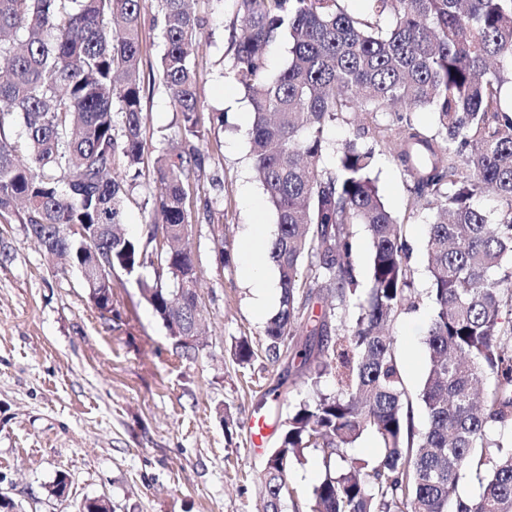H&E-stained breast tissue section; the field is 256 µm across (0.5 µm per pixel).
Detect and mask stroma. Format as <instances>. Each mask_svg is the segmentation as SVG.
<instances>
[{"instance_id":"35a3bbf8","label":"stroma","mask_w":512,"mask_h":512,"mask_svg":"<svg viewBox=\"0 0 512 512\" xmlns=\"http://www.w3.org/2000/svg\"><path fill=\"white\" fill-rule=\"evenodd\" d=\"M204 19L197 37L201 120L224 112L212 129L205 161L189 181L198 211L192 250L203 310L202 343L191 357L176 350L143 297L138 276L112 275V311L89 301L76 268L53 261L23 225L0 222V491L22 512H76L87 499L109 500L113 512H261V480L275 438L249 440V422L263 408L287 417L312 389L297 384L299 365L256 357L239 367L233 339L264 342L266 321L278 308L256 310L242 267L248 225L275 217L250 158V106L232 79V41L240 32L236 0H198ZM163 50L156 0H145L142 25L143 137L155 158L178 133L179 116L155 81ZM388 208L412 246L416 310L400 314L393 333L406 387L417 394L428 365L424 334L431 307L426 231L433 218L412 206L411 181L380 152L373 172ZM152 173L128 193L124 227L141 236L151 217ZM232 426H225V416ZM317 452L292 465L297 495L284 512L304 506L321 471ZM66 498L48 496L58 479Z\"/></svg>"}]
</instances>
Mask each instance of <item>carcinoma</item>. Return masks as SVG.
Returning a JSON list of instances; mask_svg holds the SVG:
<instances>
[{"label": "carcinoma", "instance_id": "obj_1", "mask_svg": "<svg viewBox=\"0 0 512 512\" xmlns=\"http://www.w3.org/2000/svg\"><path fill=\"white\" fill-rule=\"evenodd\" d=\"M143 2L0 0V219L25 225L44 253L65 254L77 269L90 252L108 253L111 270L87 285L104 315L111 271L156 266L155 280L139 285L177 341L198 335L201 317L184 187L209 134L191 57L201 24L189 0H158L156 76L181 114L179 142L155 160L144 235L128 237L126 178L141 175L145 151ZM236 2L243 35L232 76L251 107L250 152L277 224L266 254L281 294L264 352L275 363L295 349L315 388L281 425L263 512H283L295 497L288 465L310 448L324 472L306 512H512V445L488 435L512 427V104L501 94L512 83V0H366L362 16L344 0ZM282 40L288 61L272 71L268 52ZM424 109L433 133L414 120ZM379 112L393 114V126L375 123ZM343 115L353 116L352 136L329 169L327 130ZM17 123L22 146L9 136ZM378 146L411 178V205L436 207L422 430L389 333L418 302L404 225L373 177ZM489 191L501 204L495 224L473 204ZM71 224L86 225L87 238L70 235ZM358 224L372 246L365 289L353 258ZM159 233L169 240L160 251ZM231 353L242 367L255 355L245 338ZM329 370L336 383L326 393ZM365 433L379 442L372 464L344 452ZM468 478L482 484L476 499L459 495Z\"/></svg>", "mask_w": 512, "mask_h": 512}]
</instances>
